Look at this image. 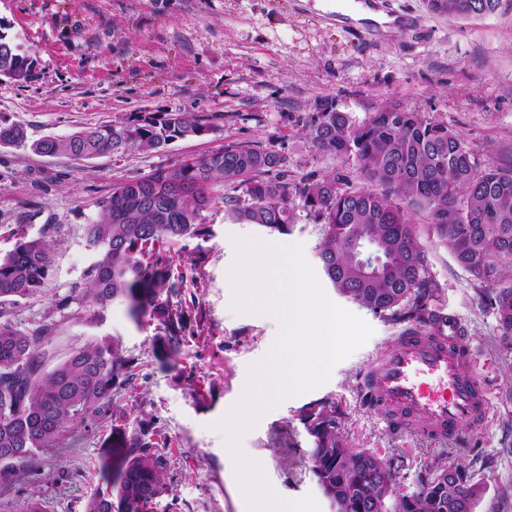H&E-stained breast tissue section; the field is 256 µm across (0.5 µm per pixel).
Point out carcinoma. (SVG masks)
Segmentation results:
<instances>
[{
  "instance_id": "carcinoma-1",
  "label": "carcinoma",
  "mask_w": 512,
  "mask_h": 512,
  "mask_svg": "<svg viewBox=\"0 0 512 512\" xmlns=\"http://www.w3.org/2000/svg\"><path fill=\"white\" fill-rule=\"evenodd\" d=\"M501 3L427 0V7L467 18L494 13ZM2 29L0 23V78L26 81L36 59ZM207 131L196 118L168 113L30 143L22 125L0 120V147L92 159L153 151ZM310 131L321 150L353 160L363 185L336 174L294 185L282 156L251 147H228L129 177L113 186L100 202L97 222L86 227L96 260L82 302L96 314L118 302L136 324L157 322V357L178 355L187 320L171 297L183 275L174 272L166 246L208 234L201 211L212 203V186L220 184L243 193L222 196L224 214L270 234H289L298 196L323 226L318 258L330 285L408 327L440 320L427 305L436 288L417 235L416 215H424L458 265L490 287L481 294L496 310L501 338L512 339V279L505 276L512 272V169L480 167L472 147L447 124L395 105L357 124L325 100ZM364 240L373 245L371 266L360 255ZM53 263L50 241L19 239L0 256V304L45 292ZM49 343L47 326L25 333L0 321V487L34 474L38 453L61 447L65 433L81 425L109 432L100 481L84 512H154L167 484L165 460L152 452L153 433L141 422L132 428L112 419L115 394L134 378L120 340H88L47 370ZM302 421L312 438L311 471L334 512H475L482 488L463 466L436 463L417 491L390 503L382 489L392 481L386 462L369 449L347 447L336 402L309 404Z\"/></svg>"
}]
</instances>
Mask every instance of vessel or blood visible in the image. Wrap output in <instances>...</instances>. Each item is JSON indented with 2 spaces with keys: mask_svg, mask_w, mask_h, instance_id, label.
I'll use <instances>...</instances> for the list:
<instances>
[{
  "mask_svg": "<svg viewBox=\"0 0 512 512\" xmlns=\"http://www.w3.org/2000/svg\"><path fill=\"white\" fill-rule=\"evenodd\" d=\"M362 401L389 428L456 440L462 428L481 429L489 398L476 377V358L457 321L439 334L400 332L395 346L374 355L360 377Z\"/></svg>",
  "mask_w": 512,
  "mask_h": 512,
  "instance_id": "b4317fda",
  "label": "vessel or blood"
}]
</instances>
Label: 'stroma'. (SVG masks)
<instances>
[{
  "label": "stroma",
  "mask_w": 512,
  "mask_h": 512,
  "mask_svg": "<svg viewBox=\"0 0 512 512\" xmlns=\"http://www.w3.org/2000/svg\"><path fill=\"white\" fill-rule=\"evenodd\" d=\"M379 2L383 12L408 17L409 26L364 40L330 15L328 0H0V22L37 60L30 80L0 82V119L23 124L30 139L165 112L208 127L155 151L93 159L0 148V253L21 234L56 244L45 294L0 311L24 332L50 326V348L60 361L86 340L120 339L135 376L112 411L121 422L145 421L168 461V491L155 512H249L217 424L242 398L249 367L270 348L278 324L234 309L233 240L299 242L315 267L323 231L299 204L286 235L233 223L224 214V189L215 186V202L201 213L208 235L170 247L175 267L187 274L178 294L187 330L179 357L163 362L156 356V324L136 325L118 303L97 317L80 300L96 259L86 226L115 184L237 145L277 152L298 185L331 174L360 183L353 161L322 152L310 134L323 99L358 123L385 105L422 113L459 133L480 166L512 169V5L458 19L430 12L425 0ZM417 231L437 285L429 305L459 322L478 355L491 404L483 431L457 453L443 442L385 429L361 406L359 377L402 326L327 288L370 335L327 382L269 410L240 439L244 455L261 465L283 498L310 495L320 512H331L311 472L312 439L300 420L309 403L328 398L348 446L391 463L393 496L415 491L442 461L464 465L481 484L476 512H512V350L501 346L496 315L474 278L429 224ZM71 435L70 445L41 452L39 475L0 487V512H21L32 501L42 512H84L106 434L76 426Z\"/></svg>",
  "instance_id": "stroma-1"
}]
</instances>
